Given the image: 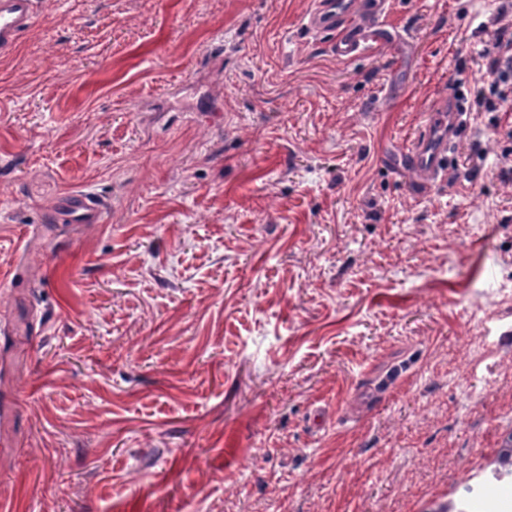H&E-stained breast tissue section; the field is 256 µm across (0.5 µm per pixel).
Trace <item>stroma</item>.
<instances>
[{"label":"stroma","instance_id":"obj_1","mask_svg":"<svg viewBox=\"0 0 512 512\" xmlns=\"http://www.w3.org/2000/svg\"><path fill=\"white\" fill-rule=\"evenodd\" d=\"M502 6L392 0L405 53L343 61L313 0H39L0 56V512H407L468 473L512 419ZM461 73L495 107L418 192L387 160ZM84 187L102 222H58ZM496 56L491 61V68L497 74L498 80L506 87L510 85L511 94V75H512V41L509 40L505 44L501 41L496 43Z\"/></svg>","mask_w":512,"mask_h":512}]
</instances>
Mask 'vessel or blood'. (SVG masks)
<instances>
[{
	"label": "vessel or blood",
	"mask_w": 512,
	"mask_h": 512,
	"mask_svg": "<svg viewBox=\"0 0 512 512\" xmlns=\"http://www.w3.org/2000/svg\"><path fill=\"white\" fill-rule=\"evenodd\" d=\"M391 0H314L304 26L328 39V48L341 60L353 59L394 34L387 22ZM37 18V0H0V54L11 52ZM470 120L465 100L445 93L432 102L421 134L399 154V161L424 173L430 182L443 179ZM105 200L90 189L66 192L57 204L71 224H96Z\"/></svg>",
	"instance_id": "b4317fda"
}]
</instances>
